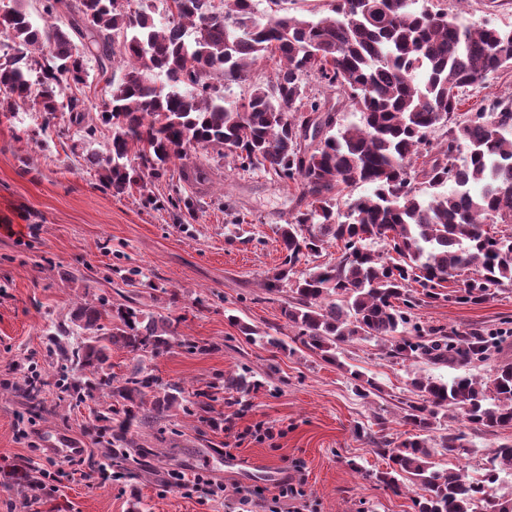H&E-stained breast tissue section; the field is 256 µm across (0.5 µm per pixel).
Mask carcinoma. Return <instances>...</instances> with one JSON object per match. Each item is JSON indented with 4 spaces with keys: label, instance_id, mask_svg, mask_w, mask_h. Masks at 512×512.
<instances>
[{
    "label": "carcinoma",
    "instance_id": "cac0c4a2",
    "mask_svg": "<svg viewBox=\"0 0 512 512\" xmlns=\"http://www.w3.org/2000/svg\"><path fill=\"white\" fill-rule=\"evenodd\" d=\"M26 2L9 0L0 20L9 40L0 49V90L7 94L0 105L28 104L48 122L67 110L79 139L90 143L97 126L86 122L79 98L63 102L65 91L86 81L91 58L101 73L112 71L110 109L97 112L112 129L111 146L89 159L113 193L162 176L191 150L297 184L305 209L277 228L283 259L263 287L276 294L289 286L282 316L307 350L334 362L341 345L361 339L385 342L387 357L396 360L469 366L487 358L486 336L417 326L415 335L406 332L418 302L414 283L437 299L441 283L468 271L455 296L462 303L512 288V232L497 229L512 227V100H491L468 119L458 115L466 89L512 67V28L476 26L461 12L417 10V0H332L319 17L292 12L294 0H269L274 8L261 15L254 0H220L218 7L214 0H166L162 22L149 0H41L38 21ZM259 61L272 62L273 72L252 83ZM311 78L330 95L310 96ZM245 82L239 98L226 99V86ZM304 108L320 113L316 142L302 143ZM344 111L357 121L339 123ZM436 129L444 139L433 146L428 134ZM360 185L371 194L341 215L340 202ZM330 242L341 252L336 262L295 277L296 265ZM375 242L393 257L376 254ZM178 337L175 320L103 300L76 304L47 334L48 352L73 372L61 375L57 387L76 407L93 404L84 430L112 449L114 480L137 477L126 467L132 428L179 409L209 426L220 423L212 416L215 393L186 397L176 385L164 389L141 364L143 353L159 355L176 342L209 350ZM114 346L132 354L120 379L108 372ZM350 378L364 399L380 390L356 371ZM45 386L41 378L25 382L31 410L43 409ZM258 386L246 372L222 384L237 393ZM409 393L400 404L411 437L397 442L361 429L388 460L372 477L396 494L409 482L415 512H481L483 503L490 512H512V499L488 493L500 473L512 472L511 443L492 451L480 481L454 464L464 433L441 437L446 468L429 446V432L450 408L472 429L512 428V362L484 379L417 374Z\"/></svg>",
    "mask_w": 512,
    "mask_h": 512
}]
</instances>
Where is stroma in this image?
Instances as JSON below:
<instances>
[{
  "instance_id": "obj_1",
  "label": "stroma",
  "mask_w": 512,
  "mask_h": 512,
  "mask_svg": "<svg viewBox=\"0 0 512 512\" xmlns=\"http://www.w3.org/2000/svg\"><path fill=\"white\" fill-rule=\"evenodd\" d=\"M419 6L464 12L470 22L512 27V0H418ZM496 98L512 99V67L468 90L460 112H473ZM31 107L0 114V512H236L239 490L270 498L280 482L302 474L319 512H414L410 491L393 493L350 470L356 461L382 470L362 428L382 418L383 432L410 436L398 409L410 379L425 373L449 381L484 377L490 365L462 369L423 360L393 361L383 343L353 340L334 363L305 349L281 314L286 293L270 294L263 283L282 260L276 229L298 209L299 191L269 174L216 162L203 152L174 161L166 176L145 179L113 194L85 160L69 115L56 113L48 132ZM463 278L448 281L443 298L422 299L411 319L427 328L477 329L484 335L512 331V290L480 302H455ZM134 300L137 307L179 323L206 352L172 346L143 354L142 364L162 383L185 392L222 385L225 375L250 371L261 386L214 404L224 417L210 430L195 416L177 413L134 428L130 436L154 449L135 483H99V444L83 426L88 407H70L55 385L61 364L46 350V329L66 321L80 302ZM255 328L252 341L229 315ZM284 342L274 348L263 335ZM47 380L44 409L29 412L21 393L28 368ZM357 370L381 391L364 399L349 379ZM274 428V443L236 437L254 425ZM438 434L464 433L467 472L481 471L489 454L512 441V429L467 428L448 412ZM70 445L72 456L56 455ZM47 470L51 495H34L24 472ZM202 471L222 482L213 499L171 487L172 473Z\"/></svg>"
}]
</instances>
